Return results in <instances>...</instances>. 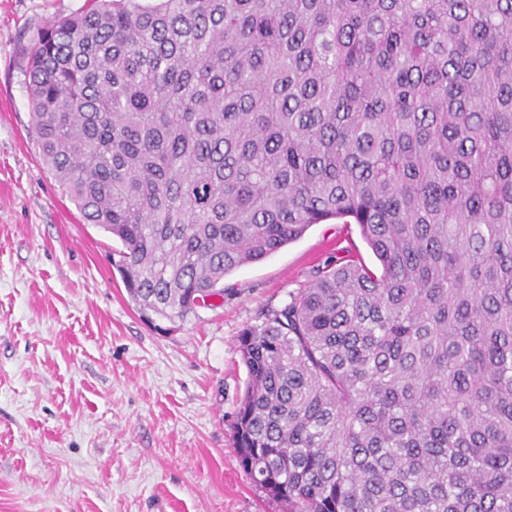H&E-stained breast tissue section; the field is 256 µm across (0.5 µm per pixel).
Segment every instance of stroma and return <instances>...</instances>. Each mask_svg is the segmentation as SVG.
I'll list each match as a JSON object with an SVG mask.
<instances>
[{
    "mask_svg": "<svg viewBox=\"0 0 512 512\" xmlns=\"http://www.w3.org/2000/svg\"><path fill=\"white\" fill-rule=\"evenodd\" d=\"M85 2L0 0V512H283L234 449L238 336L337 251L376 259L357 226L317 224L168 331L143 320L120 243L83 223L31 124L29 46Z\"/></svg>",
    "mask_w": 512,
    "mask_h": 512,
    "instance_id": "35a3bbf8",
    "label": "stroma"
}]
</instances>
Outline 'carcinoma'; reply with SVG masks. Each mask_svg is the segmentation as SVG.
Masks as SVG:
<instances>
[{
    "instance_id": "obj_1",
    "label": "carcinoma",
    "mask_w": 512,
    "mask_h": 512,
    "mask_svg": "<svg viewBox=\"0 0 512 512\" xmlns=\"http://www.w3.org/2000/svg\"><path fill=\"white\" fill-rule=\"evenodd\" d=\"M27 76L146 318L315 224L377 258L239 335L235 448L284 512H512V0H89Z\"/></svg>"
}]
</instances>
